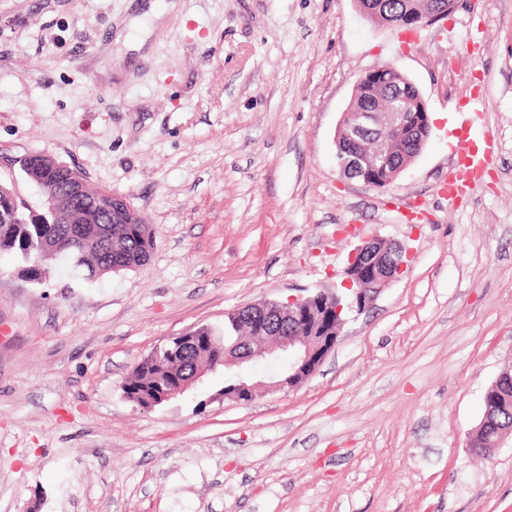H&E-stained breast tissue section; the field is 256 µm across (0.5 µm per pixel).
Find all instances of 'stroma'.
<instances>
[{
  "instance_id": "1",
  "label": "stroma",
  "mask_w": 512,
  "mask_h": 512,
  "mask_svg": "<svg viewBox=\"0 0 512 512\" xmlns=\"http://www.w3.org/2000/svg\"><path fill=\"white\" fill-rule=\"evenodd\" d=\"M382 63L431 124L384 191L336 164ZM466 138L492 153L451 202ZM32 151L125 196L155 246L94 281L0 258V512H512V444L467 446L512 371V0L412 31L354 0H0V181L36 209ZM371 237L408 268L298 387L236 402L217 371L150 410L124 398L156 346L336 287Z\"/></svg>"
}]
</instances>
